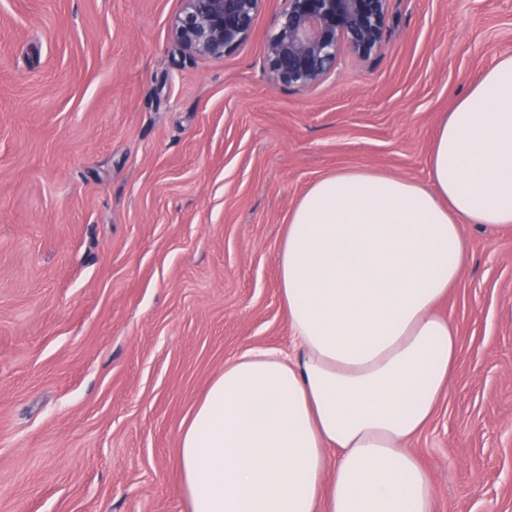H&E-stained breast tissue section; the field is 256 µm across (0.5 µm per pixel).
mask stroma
Masks as SVG:
<instances>
[{
    "label": "stroma",
    "mask_w": 512,
    "mask_h": 512,
    "mask_svg": "<svg viewBox=\"0 0 512 512\" xmlns=\"http://www.w3.org/2000/svg\"><path fill=\"white\" fill-rule=\"evenodd\" d=\"M186 57L182 0H0V512H185L181 428L226 362L288 350L278 253L320 177L426 181L512 0H389L369 59L273 85ZM449 389L412 447L434 512H512V232L464 226Z\"/></svg>",
    "instance_id": "1"
}]
</instances>
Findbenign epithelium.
<instances>
[{
    "label": "benign epithelium",
    "mask_w": 512,
    "mask_h": 512,
    "mask_svg": "<svg viewBox=\"0 0 512 512\" xmlns=\"http://www.w3.org/2000/svg\"><path fill=\"white\" fill-rule=\"evenodd\" d=\"M264 0H183L173 32L190 57L222 58L248 38ZM266 42L270 81L307 90L336 66L346 45L361 58L382 46L388 0H284Z\"/></svg>",
    "instance_id": "benign-epithelium-1"
}]
</instances>
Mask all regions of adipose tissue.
Here are the masks:
<instances>
[{
  "instance_id": "adipose-tissue-1",
  "label": "adipose tissue",
  "mask_w": 512,
  "mask_h": 512,
  "mask_svg": "<svg viewBox=\"0 0 512 512\" xmlns=\"http://www.w3.org/2000/svg\"><path fill=\"white\" fill-rule=\"evenodd\" d=\"M466 224L512 229V55L444 114L426 182L339 170L300 198L278 255L295 349L225 363L195 407L187 512H433L411 443L448 389Z\"/></svg>"
}]
</instances>
